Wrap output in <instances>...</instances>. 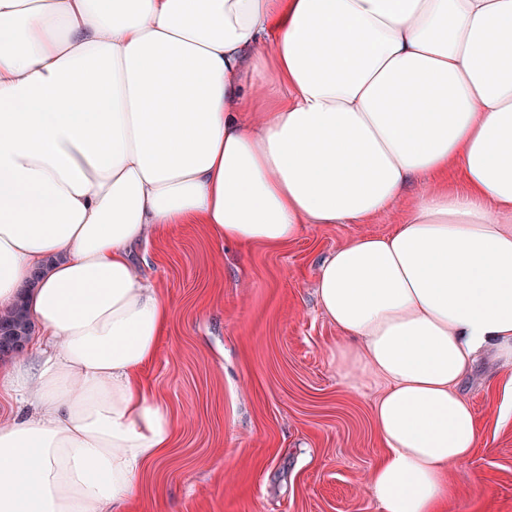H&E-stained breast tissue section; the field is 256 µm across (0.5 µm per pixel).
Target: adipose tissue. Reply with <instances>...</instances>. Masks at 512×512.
<instances>
[{
	"label": "adipose tissue",
	"mask_w": 512,
	"mask_h": 512,
	"mask_svg": "<svg viewBox=\"0 0 512 512\" xmlns=\"http://www.w3.org/2000/svg\"><path fill=\"white\" fill-rule=\"evenodd\" d=\"M423 175L316 277L337 369L377 389L378 512H443L481 444L459 385L482 348L512 364V0H0V312L58 346L0 368L34 407L0 423V512H128L168 447L142 240L276 247Z\"/></svg>",
	"instance_id": "ef3b65f1"
}]
</instances>
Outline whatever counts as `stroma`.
<instances>
[{"mask_svg":"<svg viewBox=\"0 0 512 512\" xmlns=\"http://www.w3.org/2000/svg\"><path fill=\"white\" fill-rule=\"evenodd\" d=\"M432 182L415 179L371 223L311 224L281 247L243 249L179 224L136 249L140 275L171 305L143 380L168 405L173 434L131 512H377L374 393L337 372L315 278L343 243L402 223ZM511 382L512 366L488 351L463 380L482 446L454 469L446 512H512V417L501 416Z\"/></svg>","mask_w":512,"mask_h":512,"instance_id":"35a3bbf8","label":"stroma"}]
</instances>
